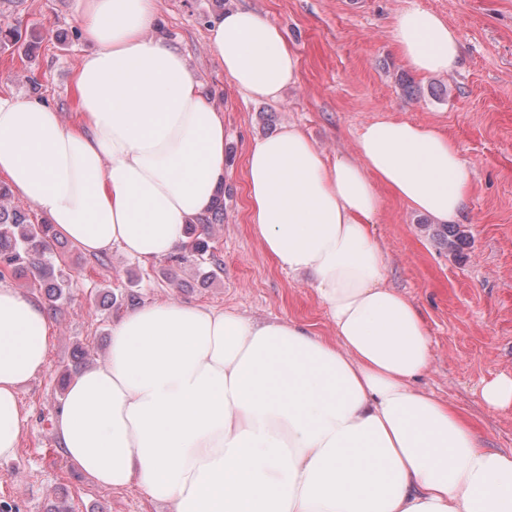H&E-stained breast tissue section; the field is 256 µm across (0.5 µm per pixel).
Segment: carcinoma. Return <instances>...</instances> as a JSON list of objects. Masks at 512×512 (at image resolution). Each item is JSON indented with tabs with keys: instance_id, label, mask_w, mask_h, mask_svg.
Wrapping results in <instances>:
<instances>
[{
	"instance_id": "1",
	"label": "carcinoma",
	"mask_w": 512,
	"mask_h": 512,
	"mask_svg": "<svg viewBox=\"0 0 512 512\" xmlns=\"http://www.w3.org/2000/svg\"><path fill=\"white\" fill-rule=\"evenodd\" d=\"M8 187L0 186V278H26L28 287L44 289L49 305L54 307L63 298L69 274L56 264L54 252L57 235L52 225L37 221L28 214L12 207ZM224 223V200L211 210L210 215L188 225L190 242L182 254L175 258L179 263L195 262L197 269L213 277L222 270L220 260L209 251L205 236L216 224ZM441 247L458 252L467 235L458 224L427 225Z\"/></svg>"
}]
</instances>
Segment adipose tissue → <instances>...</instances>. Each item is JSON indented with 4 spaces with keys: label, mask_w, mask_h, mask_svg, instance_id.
Masks as SVG:
<instances>
[{
    "label": "adipose tissue",
    "mask_w": 512,
    "mask_h": 512,
    "mask_svg": "<svg viewBox=\"0 0 512 512\" xmlns=\"http://www.w3.org/2000/svg\"><path fill=\"white\" fill-rule=\"evenodd\" d=\"M92 46L75 73L77 118L0 95V175L86 254L143 262L177 253L224 183V115L185 56L154 34L156 0H74ZM209 46L247 97L296 80L283 31L247 8L213 16ZM422 75L451 73L456 31L413 6L391 25ZM262 249L307 278L332 333L234 308L156 301L118 321L104 363L68 388L63 453L99 485L141 488L172 512H512V451L480 446L446 401L418 387L433 339L386 282L371 227L381 190L457 222L471 173L428 124L362 126L355 156L327 159L288 125L245 161ZM50 319L0 281V458L23 432L18 392L47 364Z\"/></svg>",
    "instance_id": "1"
}]
</instances>
